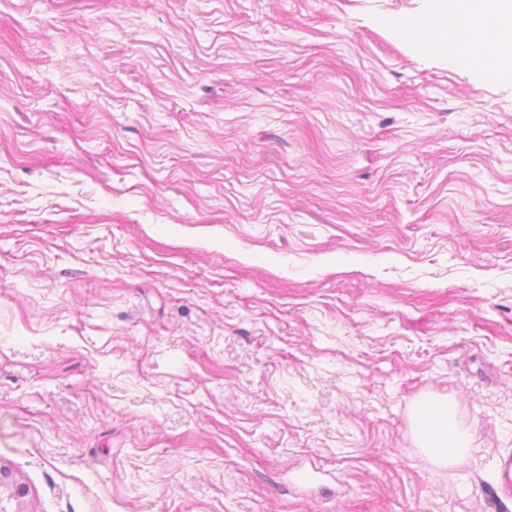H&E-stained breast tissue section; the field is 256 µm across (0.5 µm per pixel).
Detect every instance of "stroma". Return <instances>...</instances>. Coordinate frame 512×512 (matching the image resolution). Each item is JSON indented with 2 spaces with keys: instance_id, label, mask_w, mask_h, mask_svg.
Returning <instances> with one entry per match:
<instances>
[{
  "instance_id": "stroma-1",
  "label": "stroma",
  "mask_w": 512,
  "mask_h": 512,
  "mask_svg": "<svg viewBox=\"0 0 512 512\" xmlns=\"http://www.w3.org/2000/svg\"><path fill=\"white\" fill-rule=\"evenodd\" d=\"M431 0H0V466L27 512H489L512 84ZM447 401L445 465L412 419ZM332 473L308 494L296 470Z\"/></svg>"
}]
</instances>
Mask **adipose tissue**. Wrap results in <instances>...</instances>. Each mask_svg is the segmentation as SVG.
<instances>
[{
	"mask_svg": "<svg viewBox=\"0 0 512 512\" xmlns=\"http://www.w3.org/2000/svg\"><path fill=\"white\" fill-rule=\"evenodd\" d=\"M394 26L418 31L423 44L444 49L457 64L512 82V0H433L425 17ZM449 414L447 404L436 402L414 420L426 453L442 464L466 441Z\"/></svg>",
	"mask_w": 512,
	"mask_h": 512,
	"instance_id": "1",
	"label": "adipose tissue"
}]
</instances>
